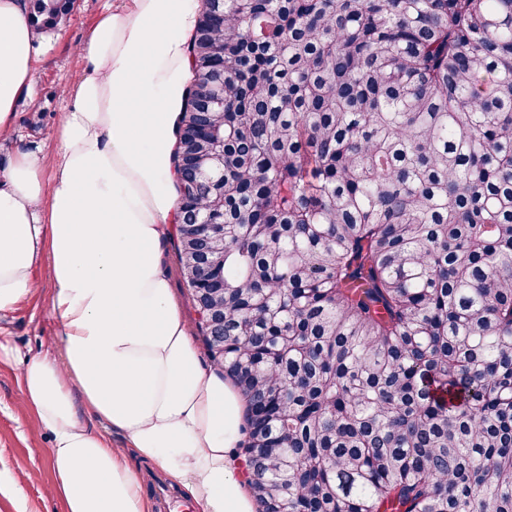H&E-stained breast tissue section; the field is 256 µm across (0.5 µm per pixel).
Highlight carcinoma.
<instances>
[{
    "instance_id": "cac0c4a2",
    "label": "carcinoma",
    "mask_w": 512,
    "mask_h": 512,
    "mask_svg": "<svg viewBox=\"0 0 512 512\" xmlns=\"http://www.w3.org/2000/svg\"><path fill=\"white\" fill-rule=\"evenodd\" d=\"M189 56L175 161L224 164L174 237L262 512H512V0H203Z\"/></svg>"
}]
</instances>
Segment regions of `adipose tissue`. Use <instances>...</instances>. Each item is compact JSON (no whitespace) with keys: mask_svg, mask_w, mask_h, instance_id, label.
<instances>
[{"mask_svg":"<svg viewBox=\"0 0 512 512\" xmlns=\"http://www.w3.org/2000/svg\"><path fill=\"white\" fill-rule=\"evenodd\" d=\"M198 0H106L62 90L52 160L16 150L0 168V314L51 273L58 326L21 370L20 397L53 436L48 493L65 512H152L130 455L182 487L197 512H258L245 403L205 366L161 249L180 215L173 152ZM27 0H0V138L34 78ZM119 432L114 446L93 421Z\"/></svg>","mask_w":512,"mask_h":512,"instance_id":"obj_1","label":"adipose tissue"}]
</instances>
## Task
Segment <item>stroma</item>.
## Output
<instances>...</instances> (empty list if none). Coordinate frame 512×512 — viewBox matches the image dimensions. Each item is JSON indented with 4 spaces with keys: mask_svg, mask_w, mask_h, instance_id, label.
<instances>
[{
    "mask_svg": "<svg viewBox=\"0 0 512 512\" xmlns=\"http://www.w3.org/2000/svg\"><path fill=\"white\" fill-rule=\"evenodd\" d=\"M105 0H76L74 10L57 30L40 35L35 74L24 91L15 118V136L0 141V164L18 147L53 157L57 149L56 131L64 110L63 86L81 71L75 52L104 5ZM35 277L41 291L23 301L0 319V344L10 356H0V512H64L59 499L46 489L54 481L47 461L50 434L37 415L20 402V368L23 359L46 350L56 325L49 312L50 272L47 258H40ZM133 465L147 477V491L155 503L154 512H176L182 492L146 460L133 458ZM27 475L22 491L11 480Z\"/></svg>",
    "mask_w": 512,
    "mask_h": 512,
    "instance_id": "stroma-1",
    "label": "stroma"
}]
</instances>
